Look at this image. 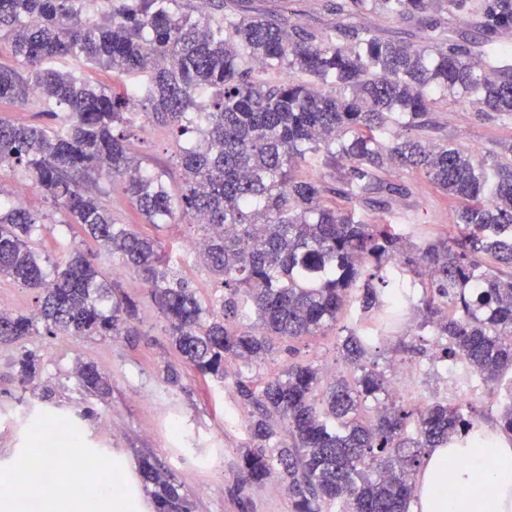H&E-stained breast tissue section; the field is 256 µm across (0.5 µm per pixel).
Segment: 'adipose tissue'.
<instances>
[{
  "label": "adipose tissue",
  "instance_id": "adipose-tissue-1",
  "mask_svg": "<svg viewBox=\"0 0 512 512\" xmlns=\"http://www.w3.org/2000/svg\"><path fill=\"white\" fill-rule=\"evenodd\" d=\"M458 454L449 444L426 453L416 482L415 512H454V492L472 504V512H512V476L504 478L487 468L492 460H512V441L495 435L489 447L471 454L468 467L454 466Z\"/></svg>",
  "mask_w": 512,
  "mask_h": 512
}]
</instances>
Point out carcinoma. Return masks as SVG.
Segmentation results:
<instances>
[{"label": "carcinoma", "instance_id": "1", "mask_svg": "<svg viewBox=\"0 0 512 512\" xmlns=\"http://www.w3.org/2000/svg\"><path fill=\"white\" fill-rule=\"evenodd\" d=\"M182 0H0V100L52 119L0 117V170L9 169L51 204L32 212L0 197V276L35 290L29 314L0 311V344L31 336H135L139 303L101 270L99 252L76 248L63 265L31 247L48 224L79 228L122 269L135 272L169 327L181 362L224 383L228 363L248 369L274 350L335 328L349 373L331 381L310 362L233 382L250 407L242 480L260 485L279 472L292 512H410L412 476L425 448L484 437L462 403L405 410L384 372L368 361L373 333L395 322L413 298L392 284L390 260L418 277L424 327L445 339L440 359L486 384L512 372V143L487 164L428 136L429 115L470 105L512 117V79L472 61L449 42L435 14L464 11L485 55L512 56V0H338L336 12L414 19L419 42L381 37L368 26L310 31L281 19L245 17L209 0L199 18ZM123 77L105 87L86 68ZM176 144L182 186L131 153L127 113ZM347 168L341 170L342 162ZM396 165L418 172L458 205L447 237L411 244L397 224L367 222L362 206L387 210L376 195L401 192L382 178ZM338 172L334 182L319 177ZM118 182L156 227L201 218L197 254L223 290L202 305L188 278L169 265L162 239L124 224L95 186ZM357 321L338 326L346 310ZM34 384L37 362L18 360ZM83 389L111 394L94 363L77 370ZM512 436V382L500 414ZM155 512H189L182 485L156 461L140 463Z\"/></svg>", "mask_w": 512, "mask_h": 512}]
</instances>
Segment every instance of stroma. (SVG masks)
<instances>
[{"mask_svg":"<svg viewBox=\"0 0 512 512\" xmlns=\"http://www.w3.org/2000/svg\"><path fill=\"white\" fill-rule=\"evenodd\" d=\"M333 2L224 0L243 15L281 13L313 31L352 23L376 28L393 38H422L416 22L384 20L370 12L343 15L333 10ZM431 120L437 142L449 141L486 158L500 144L512 141L511 119L481 114L466 106L449 105L432 113ZM128 129L134 156L149 157L166 171L171 191H178L180 171L167 131L146 128L139 113L132 115ZM386 178L408 187L410 193L391 197L390 208L384 213L364 208L366 220L383 218L400 225L415 242L443 235L454 223L453 204L424 178L400 168L390 169ZM100 187L103 203L118 219L137 225L144 234L161 236L170 249L171 265L189 278L203 302L218 296L213 275L183 248L184 242L196 235L193 225L183 222L156 230L144 223L121 189L106 181ZM118 281L139 303L138 336L112 340L35 336L13 346H0V461L11 462L35 445V427L20 421V412L44 419L61 414L67 424L77 427L89 464L102 466L107 479L119 481L127 491L125 498L102 502L99 512H153L150 493L139 475V460L144 456L159 459L182 483L192 512H291L278 476H270L260 485L242 482L241 452L248 443V421L240 416L242 406L231 382L237 365L228 366L225 384L204 385L189 368L179 366L167 323L140 279L124 271ZM422 320L419 310L405 311L385 337L374 343L369 359L392 381L401 370L419 371L417 389L423 399H446L453 388L446 384L442 367L435 360L433 330L423 326ZM297 349L294 358L315 364L326 379L346 372L335 332L307 338ZM24 351L32 352L38 360L40 387L49 390V399H40L21 384L15 360ZM83 362L95 363L109 376L110 397L98 399L83 391L76 374ZM174 364L181 375L176 385L165 380L167 366ZM88 408L93 411L89 418L83 415Z\"/></svg>","mask_w":512,"mask_h":512,"instance_id":"1","label":"stroma"}]
</instances>
